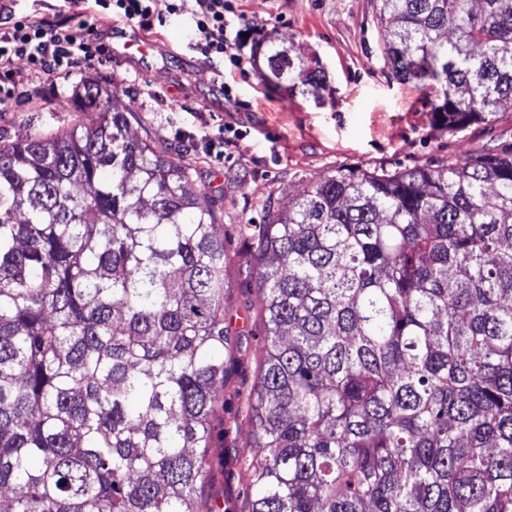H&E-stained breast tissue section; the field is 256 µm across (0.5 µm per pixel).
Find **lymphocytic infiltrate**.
<instances>
[{
    "mask_svg": "<svg viewBox=\"0 0 512 512\" xmlns=\"http://www.w3.org/2000/svg\"><path fill=\"white\" fill-rule=\"evenodd\" d=\"M232 0H64L55 21L16 16L12 6L0 0V112L16 101L13 64L25 61L28 80L50 81L81 69L96 70L112 56L96 38L102 23L120 21L145 31L163 26L167 18L189 14L193 30L192 50L212 69L215 84L224 82V57L234 45L245 42L224 36L225 18Z\"/></svg>",
    "mask_w": 512,
    "mask_h": 512,
    "instance_id": "1",
    "label": "lymphocytic infiltrate"
}]
</instances>
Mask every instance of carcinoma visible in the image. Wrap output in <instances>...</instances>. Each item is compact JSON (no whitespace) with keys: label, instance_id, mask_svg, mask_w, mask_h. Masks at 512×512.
I'll use <instances>...</instances> for the list:
<instances>
[{"label":"carcinoma","instance_id":"obj_1","mask_svg":"<svg viewBox=\"0 0 512 512\" xmlns=\"http://www.w3.org/2000/svg\"><path fill=\"white\" fill-rule=\"evenodd\" d=\"M386 64L448 129L512 105V0H380ZM264 79L326 74L270 41ZM90 121L0 146L7 512H198L236 346L224 238L192 172ZM239 225L265 337L249 512H512V144L338 169Z\"/></svg>","mask_w":512,"mask_h":512}]
</instances>
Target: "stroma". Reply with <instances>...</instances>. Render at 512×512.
<instances>
[{
    "label": "stroma",
    "mask_w": 512,
    "mask_h": 512,
    "mask_svg": "<svg viewBox=\"0 0 512 512\" xmlns=\"http://www.w3.org/2000/svg\"><path fill=\"white\" fill-rule=\"evenodd\" d=\"M376 0H235L227 35L259 27L244 46L242 65L224 64V87L210 81L209 66L189 48L188 16L146 33L115 23L100 29L112 64L81 70L69 80L28 91L13 111L0 112V144L39 132L52 135L88 122L76 95L88 82L113 84L130 130L165 153L181 157L194 185L220 213L228 262L224 305L238 350L226 361L224 405L213 419L210 479L199 512H248L241 479L252 460L251 405L263 344L258 269L239 224L259 215L266 200L287 205L293 175L316 181L346 167L389 168L445 162L476 148L496 152L512 143V107L490 122L449 130L432 110L440 93L393 78L384 64ZM301 46L318 59L327 81L317 95L268 85L260 76L268 39ZM236 133L230 157L192 151L178 130Z\"/></svg>",
    "instance_id": "stroma-1"
}]
</instances>
